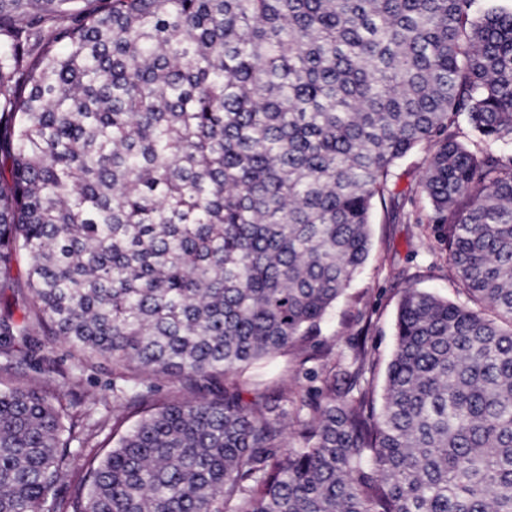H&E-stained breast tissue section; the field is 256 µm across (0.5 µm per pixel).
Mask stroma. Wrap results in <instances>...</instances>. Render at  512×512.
I'll use <instances>...</instances> for the list:
<instances>
[{
  "label": "stroma",
  "mask_w": 512,
  "mask_h": 512,
  "mask_svg": "<svg viewBox=\"0 0 512 512\" xmlns=\"http://www.w3.org/2000/svg\"><path fill=\"white\" fill-rule=\"evenodd\" d=\"M427 164L425 150H417L395 168L398 199L376 209L371 224V251L359 276L331 310L318 336L306 344V362L294 355L276 357L258 365L253 392L278 399L285 413L287 438H294L301 401L317 398L327 366L351 367L357 344H364L367 360L357 379L336 378L337 395L353 398L367 394L373 407H381L388 364L395 343L399 301L405 289L429 291L462 304L448 264V252L429 220L430 208L417 188ZM0 386L36 388L54 402L69 405L84 430L85 443L67 466L59 483V498H69L79 484L90 458H102L127 425L139 419L128 412L123 424L112 418V365L101 361L77 369L68 347L58 337L43 334L35 352L18 355L12 369L0 365Z\"/></svg>",
  "instance_id": "stroma-1"
}]
</instances>
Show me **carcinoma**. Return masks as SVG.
<instances>
[{
  "label": "carcinoma",
  "instance_id": "cac0c4a2",
  "mask_svg": "<svg viewBox=\"0 0 512 512\" xmlns=\"http://www.w3.org/2000/svg\"><path fill=\"white\" fill-rule=\"evenodd\" d=\"M509 147L505 0H0V357L50 330L119 411L197 393L60 500L76 420L0 388V512H512ZM417 149L469 304L407 289L380 412L333 365L290 446L249 369L318 335ZM152 386L150 404H162L169 401L193 399V394L184 389L178 379L159 378L148 382Z\"/></svg>",
  "mask_w": 512,
  "mask_h": 512
}]
</instances>
